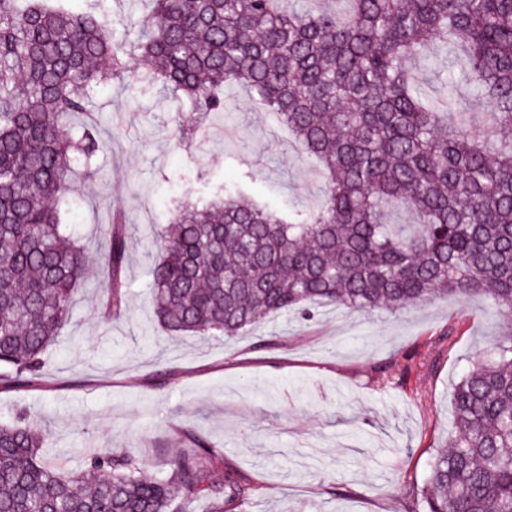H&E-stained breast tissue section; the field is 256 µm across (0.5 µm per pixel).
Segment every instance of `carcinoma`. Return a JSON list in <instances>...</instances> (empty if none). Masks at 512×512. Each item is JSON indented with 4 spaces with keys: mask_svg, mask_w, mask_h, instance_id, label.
<instances>
[{
    "mask_svg": "<svg viewBox=\"0 0 512 512\" xmlns=\"http://www.w3.org/2000/svg\"><path fill=\"white\" fill-rule=\"evenodd\" d=\"M103 0H0V388L39 389L86 267L77 173L109 141L69 118L100 86L139 84L191 112L180 133L224 111L242 86L322 166L315 211L281 214L238 187L176 202L152 247L153 308L171 338L238 336L270 315L317 308L398 311L437 294L481 298L507 322L489 357L453 387V426L431 463L424 512H512V0H350L319 14L281 0H151L113 40ZM448 87L488 100L480 123L460 97L433 103L407 68L433 42ZM396 209L412 217L393 224ZM127 225L100 245L107 317L127 312ZM50 433L26 414L0 424V512H169L206 498L233 512L250 493L208 442L170 474L109 449L87 470L49 461Z\"/></svg>",
    "mask_w": 512,
    "mask_h": 512,
    "instance_id": "cac0c4a2",
    "label": "carcinoma"
}]
</instances>
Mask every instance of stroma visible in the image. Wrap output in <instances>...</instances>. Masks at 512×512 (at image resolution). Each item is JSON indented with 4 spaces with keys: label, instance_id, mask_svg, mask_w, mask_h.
Listing matches in <instances>:
<instances>
[{
    "label": "stroma",
    "instance_id": "1",
    "mask_svg": "<svg viewBox=\"0 0 512 512\" xmlns=\"http://www.w3.org/2000/svg\"><path fill=\"white\" fill-rule=\"evenodd\" d=\"M438 46L412 63L429 99L448 96ZM132 72L94 97L91 120L112 141L93 177H77L90 267L69 325L49 356V385L0 392V422L27 413L49 430L50 457L82 469L87 446L134 454L164 474L197 435L253 487L235 512H420L437 448L452 428L450 395L503 323L484 300L437 295L397 313L331 305L315 320L279 316L232 339L170 341L152 315L146 250L171 219L172 198H211L246 171L280 210L313 209L325 185L275 114L245 90L225 91L221 114L193 140L180 105L143 93ZM122 212L132 242L128 311L106 321L95 270L103 230Z\"/></svg>",
    "mask_w": 512,
    "mask_h": 512
}]
</instances>
